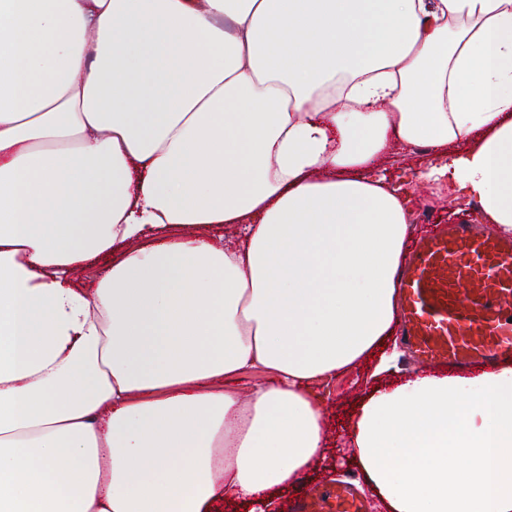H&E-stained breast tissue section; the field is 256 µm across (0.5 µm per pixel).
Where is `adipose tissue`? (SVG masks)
Listing matches in <instances>:
<instances>
[{
    "instance_id": "obj_1",
    "label": "adipose tissue",
    "mask_w": 512,
    "mask_h": 512,
    "mask_svg": "<svg viewBox=\"0 0 512 512\" xmlns=\"http://www.w3.org/2000/svg\"><path fill=\"white\" fill-rule=\"evenodd\" d=\"M415 146L512 235V0H0V512H266L348 447L386 512H512V363L327 443L396 359ZM368 391L363 381V373L358 369L350 370L333 382L330 396L327 399V415L329 417V433L333 437L352 412L355 405ZM331 437V441L333 438Z\"/></svg>"
}]
</instances>
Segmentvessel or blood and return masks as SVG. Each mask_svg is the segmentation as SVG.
Here are the masks:
<instances>
[{"mask_svg": "<svg viewBox=\"0 0 512 512\" xmlns=\"http://www.w3.org/2000/svg\"><path fill=\"white\" fill-rule=\"evenodd\" d=\"M401 334L417 363L458 372L512 353V238L431 225L400 267ZM294 512H366L349 483L305 489Z\"/></svg>", "mask_w": 512, "mask_h": 512, "instance_id": "1", "label": "vessel or blood"}]
</instances>
